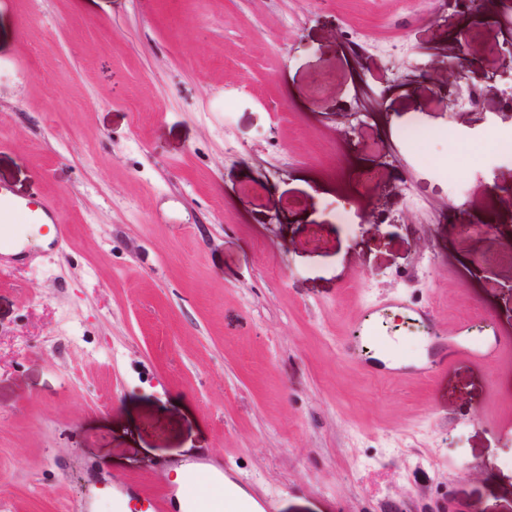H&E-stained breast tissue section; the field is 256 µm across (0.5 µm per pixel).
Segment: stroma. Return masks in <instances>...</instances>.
I'll list each match as a JSON object with an SVG mask.
<instances>
[{"instance_id":"stroma-1","label":"stroma","mask_w":512,"mask_h":512,"mask_svg":"<svg viewBox=\"0 0 512 512\" xmlns=\"http://www.w3.org/2000/svg\"><path fill=\"white\" fill-rule=\"evenodd\" d=\"M511 54L512 0H0V180L71 227L0 263V512H177L183 462L256 512H512V155L444 163L512 131ZM478 78L477 71L473 69L465 57H458L450 63L448 66L449 97L452 90L456 89L457 91L456 95L450 97L453 104L458 103L459 96L464 88L473 90V86L477 87L476 81H478ZM497 345H485L480 348H473L465 345L453 347L442 357L441 365L448 366L462 357H480L482 359H491L497 352Z\"/></svg>"}]
</instances>
